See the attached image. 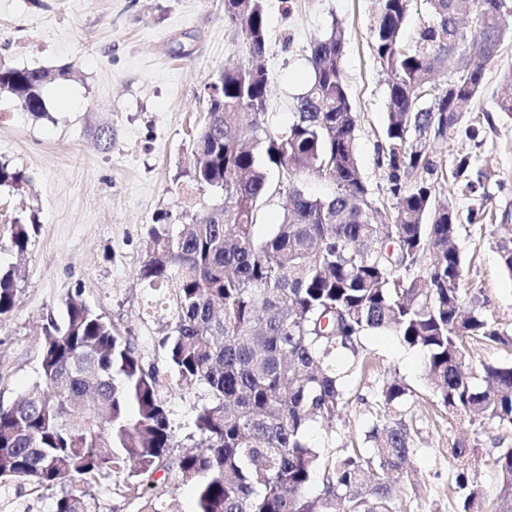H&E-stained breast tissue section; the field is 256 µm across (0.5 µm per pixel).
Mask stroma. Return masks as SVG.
<instances>
[{
	"label": "stroma",
	"mask_w": 512,
	"mask_h": 512,
	"mask_svg": "<svg viewBox=\"0 0 512 512\" xmlns=\"http://www.w3.org/2000/svg\"><path fill=\"white\" fill-rule=\"evenodd\" d=\"M267 54L272 76L268 124L285 127L310 76L307 47L340 24L346 36L343 76L359 116L357 152L373 194L386 198L376 145L383 139L388 85L372 50L371 0H266ZM224 28V0H0V60L19 68L66 69L71 76L47 86V113L19 110L0 96V163L23 172L25 182L0 186V267L21 265L16 307L0 317V403L16 400L37 380L40 328L63 300L80 293L120 333L144 341L157 336L164 312L142 316L137 280L146 257L147 228L157 213L173 224L216 203L196 189L193 137L206 110L205 84L231 60L242 58ZM512 75V38L484 74L483 90L463 124L480 123L471 142L458 136L437 144L444 159L471 153L487 170L483 188L463 196L444 184L442 197L460 212L485 207L487 223L461 226L456 245L465 261L467 307L512 330V276L501 267L497 243L512 234V113L499 111L497 94ZM490 122H483V115ZM112 131L111 146L97 138ZM35 223L25 255L10 245L14 220ZM362 343L371 360L354 378L353 399L333 430L312 425L313 443L326 448L364 446L365 433L385 412L374 393L393 373L412 390L402 418L413 436L410 482L401 487V512H455L448 497L449 438L466 435L480 451L494 445L489 425L462 427L432 403L420 351L391 334ZM100 512H139L148 501L170 512H195L192 483L142 476L137 492L126 477L102 480Z\"/></svg>",
	"instance_id": "1"
}]
</instances>
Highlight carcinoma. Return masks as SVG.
I'll return each instance as SVG.
<instances>
[{"instance_id": "cac0c4a2", "label": "carcinoma", "mask_w": 512, "mask_h": 512, "mask_svg": "<svg viewBox=\"0 0 512 512\" xmlns=\"http://www.w3.org/2000/svg\"><path fill=\"white\" fill-rule=\"evenodd\" d=\"M430 21L415 49L401 44L410 0H374L371 38L388 77L383 142L386 209L363 179L358 117L343 78L345 32L335 23L310 42V80L293 119L267 128L271 78L265 67L264 0H224V26L244 58L206 83L207 109L195 137L191 179L221 203L176 226L167 214L147 230L138 280L145 308L168 320L148 346L123 336L80 293L41 328L39 380L0 404V494L17 480L52 489L51 512H99L101 479L161 471L196 481V512H397L396 480L406 473L410 431L400 419L412 390L395 376L376 396L391 420L366 432L368 448L325 455L309 427L330 428L348 407V378L364 373L362 339L392 333L424 353L429 389L448 414L512 435V334L465 310L464 259L453 245L461 216L437 198L450 181L467 196L486 173L468 153L452 164L431 142L459 130L484 71L512 36V0H428ZM456 58L455 102L434 92L437 68ZM62 69L0 63V94L33 116L46 114L44 89ZM512 113V77L498 93ZM320 174L324 196L305 187ZM288 197L282 223L258 232L262 206ZM34 224H12V248L28 250ZM20 269H0V317L16 305ZM499 358L470 363V351ZM204 393L186 435L206 448L170 456L175 438L164 390ZM457 512H512V448H491L483 464L498 479L485 495L472 470L475 446L448 440ZM84 490L75 493L73 484Z\"/></svg>"}]
</instances>
